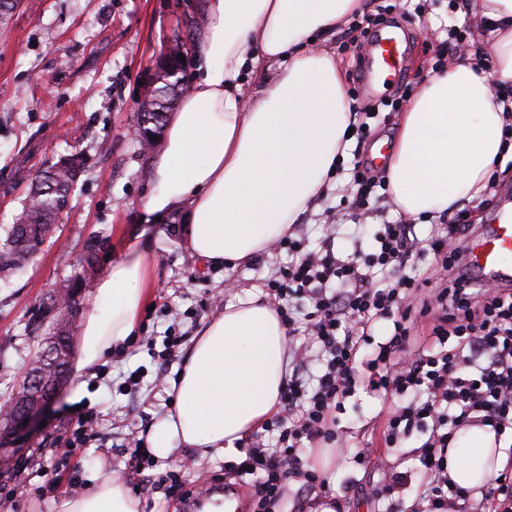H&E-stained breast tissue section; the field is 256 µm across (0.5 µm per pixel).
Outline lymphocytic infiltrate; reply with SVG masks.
I'll list each match as a JSON object with an SVG mask.
<instances>
[{"label":"lymphocytic infiltrate","instance_id":"lymphocytic-infiltrate-1","mask_svg":"<svg viewBox=\"0 0 512 512\" xmlns=\"http://www.w3.org/2000/svg\"><path fill=\"white\" fill-rule=\"evenodd\" d=\"M474 230L458 214L427 243L434 278L417 279L412 227L404 221L376 233L372 253L347 258L332 248L308 249L297 227L275 246L288 261L267 280V300L293 340L292 371L279 409L261 426L268 442L246 449L231 476L248 478L257 512H277L292 480L315 496L328 493L322 470L309 450L334 448L342 440L337 415L357 391L396 400L383 429L386 447H401L419 433L414 470L422 512H466L470 490L448 478V447L458 429L489 426L496 435L512 430V289L471 287L461 245ZM389 333L376 338L377 321ZM305 342H295L298 331ZM318 374H311L313 361ZM353 462L385 473L371 495L382 512H395L401 483L387 459L358 449Z\"/></svg>","mask_w":512,"mask_h":512}]
</instances>
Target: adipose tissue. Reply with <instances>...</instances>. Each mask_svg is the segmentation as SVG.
Returning a JSON list of instances; mask_svg holds the SVG:
<instances>
[{
	"instance_id": "ef3b65f1",
	"label": "adipose tissue",
	"mask_w": 512,
	"mask_h": 512,
	"mask_svg": "<svg viewBox=\"0 0 512 512\" xmlns=\"http://www.w3.org/2000/svg\"><path fill=\"white\" fill-rule=\"evenodd\" d=\"M491 63L460 52L430 73L408 103L392 144L387 186L398 211L441 215L479 201L512 125L492 85L512 87V0H476ZM364 0H205V34L194 81L171 117L143 204L150 217L188 210L186 245L205 264L250 263L327 193L356 115L335 57L314 48L362 13ZM277 62L269 85L246 90L260 61ZM155 280L151 243H124L96 281L80 318L75 373L94 368L131 336ZM253 289L207 320L187 348L171 389L173 408L153 453L235 455L279 406L288 330ZM512 453L492 427H465L448 449V477L486 486ZM54 512H142L124 481H93L61 497Z\"/></svg>"
}]
</instances>
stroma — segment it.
I'll return each mask as SVG.
<instances>
[{"label": "stroma", "instance_id": "obj_1", "mask_svg": "<svg viewBox=\"0 0 512 512\" xmlns=\"http://www.w3.org/2000/svg\"><path fill=\"white\" fill-rule=\"evenodd\" d=\"M203 0H20L0 36V243L14 214L26 199L18 170L46 169L59 156L81 150L85 168L50 236L28 267L8 283L0 282V403L11 400L44 336L55 326L43 308L57 284L78 282V306L92 298L95 280L121 243L145 225L141 210L151 187L153 153L141 152L129 129L140 107L141 83L175 36L201 39L196 23ZM420 9L409 26L412 53L402 63L395 92L420 86L429 76L435 51L446 29L470 31L468 49L482 60L491 52L483 38V20L471 0H416ZM352 25L344 23L316 44L340 63L345 89L359 83V63ZM353 191L348 172L332 180L325 199L301 216L308 247L323 245L328 214L343 216L334 251L339 257L372 252L381 224L397 220L389 195L366 208V233L354 230ZM187 218L174 212L151 227L159 239L154 252L152 310L142 311L135 336L105 356L94 373L69 375L44 416L46 424L22 434L0 460V493L11 492L8 512H51L55 500L87 490L94 476L120 477L142 503L143 512H198V496L224 488V468L231 457L196 458L185 467L187 452L158 458L148 476L126 470L123 449L133 436L151 438L170 410L169 382L177 377L181 357L159 367L145 346L148 336L175 325L183 344L198 328L223 311L225 302L261 286L278 254L266 250L236 269L201 268L184 246ZM178 312L177 322L162 316L160 305ZM142 369L137 396L125 395L124 375ZM84 396H77L80 386ZM95 410L96 439L90 446L68 449L72 434L69 410ZM383 405L365 393L346 403L340 425L346 445L318 453L344 512H377L371 489L383 480L378 470L350 462L353 447L371 441Z\"/></svg>", "mask_w": 512, "mask_h": 512}]
</instances>
